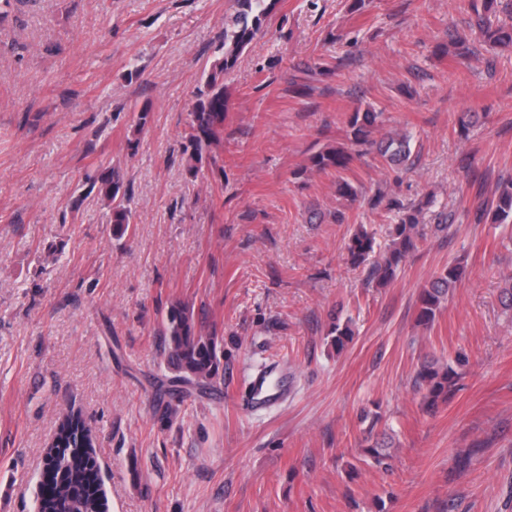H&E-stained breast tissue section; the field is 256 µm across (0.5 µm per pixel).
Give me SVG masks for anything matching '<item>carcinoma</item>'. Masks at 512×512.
<instances>
[{"label":"carcinoma","mask_w":512,"mask_h":512,"mask_svg":"<svg viewBox=\"0 0 512 512\" xmlns=\"http://www.w3.org/2000/svg\"><path fill=\"white\" fill-rule=\"evenodd\" d=\"M470 13L468 29L478 31L483 41L493 46L512 45V23L497 17L496 0H464ZM238 10L229 21H224L223 53L210 63L203 72L195 92V100L189 112V121L184 138L191 148L188 171L197 175L203 157L208 155L212 164L217 157L212 149L220 146L224 134V75L231 71L242 52L251 44L276 5V0H237ZM475 53L468 34L450 35L448 55L459 62L466 61ZM481 118L478 112H463L457 119L456 133L465 138L470 127ZM383 123V112L368 105L359 107L347 118V138L353 148L343 144L328 146L310 158L311 168L317 171H336V194L354 202L358 190L354 184L342 176L353 163L375 149L384 164L393 172L406 165L414 164L410 136L405 133L390 134L376 139ZM86 194L97 192L105 201L107 223L112 225V236L123 237L129 230L133 211L131 196L124 188L119 172L107 170L88 179ZM496 205L483 209L479 218H491L493 224L512 223V181L503 182L495 189ZM384 206L388 212L399 213L397 224L391 230V243L388 250L374 261L369 268L370 280L379 286L390 283L397 275L407 258L418 249L422 239L419 216L422 207L404 208L393 199H385L378 194L373 206ZM373 235L364 227H359L345 243L346 260L353 266H360L369 260L374 252ZM464 267L457 263L448 266L426 286L419 297L417 322L430 326L448 294L461 283ZM160 335L164 336L161 354L168 370L174 373L173 380L185 386L209 390L217 380L224 378L223 361L224 336L217 330H207L194 307L177 301L171 305L162 321ZM336 351L344 350L352 342L354 332L347 323L336 322L330 331ZM468 361L465 353L459 352L455 359L441 363L435 359H424L415 375L414 384L424 391V405L433 410L441 402L448 400L457 376L456 367ZM392 443L376 441L364 449L378 466L390 467L392 458L389 448ZM95 442L82 415L68 414L59 424L55 436V447L48 455L46 478L52 485V493L45 497L44 512H106L107 505L101 502L95 490V470L90 461L94 459Z\"/></svg>","instance_id":"obj_1"}]
</instances>
